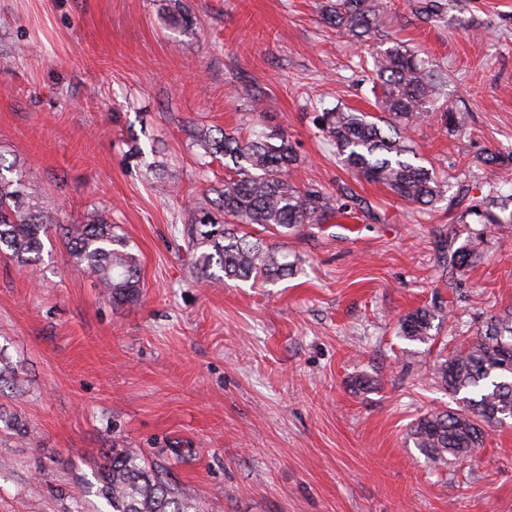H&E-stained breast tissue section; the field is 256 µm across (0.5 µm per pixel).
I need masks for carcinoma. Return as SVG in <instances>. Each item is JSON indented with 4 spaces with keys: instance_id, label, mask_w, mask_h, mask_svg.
Returning <instances> with one entry per match:
<instances>
[{
    "instance_id": "cac0c4a2",
    "label": "carcinoma",
    "mask_w": 512,
    "mask_h": 512,
    "mask_svg": "<svg viewBox=\"0 0 512 512\" xmlns=\"http://www.w3.org/2000/svg\"><path fill=\"white\" fill-rule=\"evenodd\" d=\"M323 19L362 41L383 25V0H325ZM436 64L395 43L373 57L375 83L381 87V115L336 107L315 117L318 130L353 173L386 185L414 205H435L443 196L432 169L417 163L404 132L430 118L457 123L455 112H436L439 85ZM195 144L203 156L224 157L229 174L213 204L224 221L203 207L195 223L185 226L190 249L205 248L195 265L206 269L213 259L224 280L276 281L293 274V265L261 235L245 230L256 225L272 235H286L305 225L326 224L346 211L347 193L332 198L319 188L294 181L300 157L288 135L279 128L252 126L248 131L213 135L200 130ZM59 220L26 175L0 163V252L18 258L37 253L50 225ZM71 254L83 265L114 303H131L140 293V262L119 225L92 215L83 224H60ZM479 254L472 246H448L447 266L469 267ZM435 310L418 308L399 320V332L410 341L425 342ZM18 368L0 348V385L18 387ZM434 375L453 395L463 394L465 407L426 414L410 429L414 445L436 466L454 464L483 443L484 427L512 419V310L489 318L480 337L459 346L438 361ZM97 494L112 512H186L176 495L146 465L142 452L114 448L99 472Z\"/></svg>"
}]
</instances>
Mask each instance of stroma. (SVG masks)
Returning a JSON list of instances; mask_svg holds the SVG:
<instances>
[{
    "label": "stroma",
    "mask_w": 512,
    "mask_h": 512,
    "mask_svg": "<svg viewBox=\"0 0 512 512\" xmlns=\"http://www.w3.org/2000/svg\"><path fill=\"white\" fill-rule=\"evenodd\" d=\"M323 0H0V158L61 224L98 214L141 263L138 301L104 296L53 227L41 254L0 255V512H110L89 492L105 449L137 448L203 512H512V425L437 468L408 436L459 408L439 356L512 308V0H386L361 44ZM179 9L188 25L168 17ZM401 41L445 75L407 143L447 178L435 208L355 176L314 117L375 112L371 55ZM284 130L298 181L350 189L352 212L275 238L296 270L265 284L196 268L184 228L224 160L200 175L190 130ZM162 162L160 174L145 162ZM497 188V224L471 209ZM484 230L448 289L444 254ZM439 306L428 342L399 320Z\"/></svg>",
    "instance_id": "stroma-1"
}]
</instances>
